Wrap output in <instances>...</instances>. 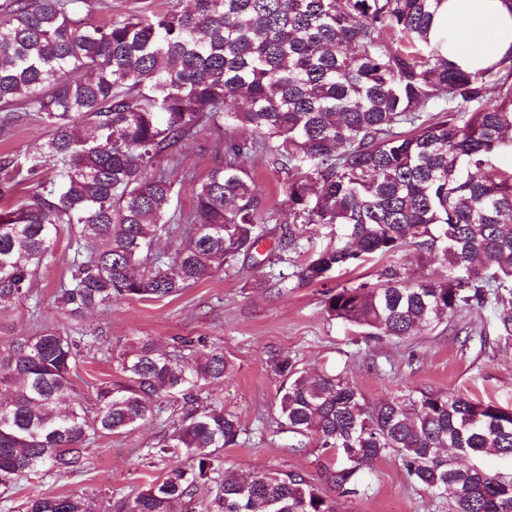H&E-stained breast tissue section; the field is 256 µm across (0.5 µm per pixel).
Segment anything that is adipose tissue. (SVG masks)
I'll return each instance as SVG.
<instances>
[{"label":"adipose tissue","mask_w":512,"mask_h":512,"mask_svg":"<svg viewBox=\"0 0 512 512\" xmlns=\"http://www.w3.org/2000/svg\"><path fill=\"white\" fill-rule=\"evenodd\" d=\"M430 37L452 64L493 66L512 55V0H442Z\"/></svg>","instance_id":"adipose-tissue-1"}]
</instances>
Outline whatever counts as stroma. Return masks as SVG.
Masks as SVG:
<instances>
[{"mask_svg":"<svg viewBox=\"0 0 512 512\" xmlns=\"http://www.w3.org/2000/svg\"><path fill=\"white\" fill-rule=\"evenodd\" d=\"M46 134L39 119L20 115L12 127L0 128V157L32 154ZM223 153L224 142L216 135H202L183 147L178 171L182 208H190L194 192ZM242 163L253 173L264 198L267 227L287 223L283 173L261 155L244 157ZM275 246L270 233L252 257L178 296L127 299L73 316L53 302L72 254L68 236H61L33 282L37 300L0 306V341L49 324L73 336H98L116 356L143 344L168 352L178 336L200 338L208 347L223 349L235 370L203 395L240 423L237 444L224 448L221 456L225 466L242 476L298 471L317 483L329 462L314 437L291 433L279 423L281 379L273 361L283 355L307 371L348 380L370 402L451 391L512 410V336L498 335L491 310L461 312L452 326L424 329L405 341H371L358 329L327 316L322 286L297 280L295 271L305 261V253L289 254L287 261L273 264L269 258ZM108 357L93 350L78 355L72 380L86 398H94L97 387L115 377ZM164 408L157 420L125 434L99 438L82 472L47 469L21 478L11 498L0 497V512H20L27 497L40 494H84L94 498L99 512H113L116 501L188 463L184 457L149 456L171 423L174 405L168 402ZM367 480L369 490L364 495H341L328 486L323 492L335 499L338 512H451L450 500L411 483L396 454L375 461Z\"/></svg>","mask_w":512,"mask_h":512,"instance_id":"1","label":"stroma"}]
</instances>
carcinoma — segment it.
Here are the masks:
<instances>
[{
	"mask_svg": "<svg viewBox=\"0 0 512 512\" xmlns=\"http://www.w3.org/2000/svg\"><path fill=\"white\" fill-rule=\"evenodd\" d=\"M441 0H192L186 10L106 22L107 0H0V125L32 112L49 127L36 154L0 157V305L27 299L33 279L68 235V278L53 294L73 314L125 299L165 298L247 258L264 234L263 198L241 160L270 159L287 176L292 221L278 228V260L311 227L330 243L296 272L324 284L334 272L381 262L373 282L326 291V313L373 339H407L464 309L491 305L512 334V57L467 71L430 32ZM494 103L485 104L489 97ZM251 133L238 138L235 129ZM224 133V158L184 212L182 146ZM51 165L55 176L38 179ZM181 240L172 252L161 237ZM432 261L444 279L421 270ZM83 336L55 327L0 343V489L48 467L85 468L89 447L183 406L156 453L192 457L116 512H336L297 472L243 479L220 450L238 419L197 390L234 371L224 351L189 337L175 353L120 355L119 377L88 400L71 380ZM280 424L312 435L334 462L323 481L367 489L364 470L398 454L411 482L454 512H512V477L461 467L445 448L512 458V410L463 394L366 401L349 382L311 375L288 356ZM25 512H96L80 495H37Z\"/></svg>",
	"mask_w": 512,
	"mask_h": 512,
	"instance_id": "cac0c4a2",
	"label": "carcinoma"
}]
</instances>
